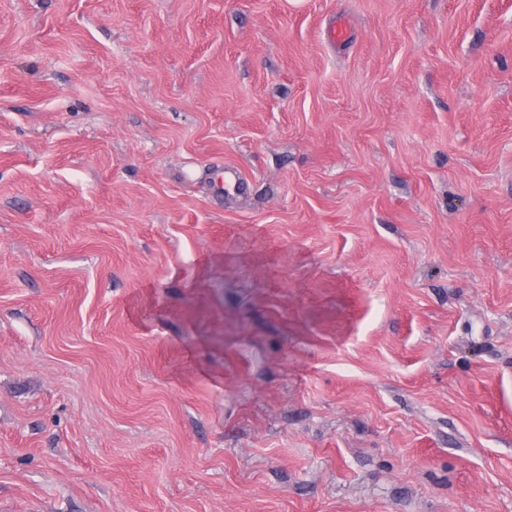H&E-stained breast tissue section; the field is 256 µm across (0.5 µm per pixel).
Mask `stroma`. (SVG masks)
Instances as JSON below:
<instances>
[{"mask_svg": "<svg viewBox=\"0 0 512 512\" xmlns=\"http://www.w3.org/2000/svg\"><path fill=\"white\" fill-rule=\"evenodd\" d=\"M0 512H512V0H0Z\"/></svg>", "mask_w": 512, "mask_h": 512, "instance_id": "stroma-1", "label": "stroma"}]
</instances>
